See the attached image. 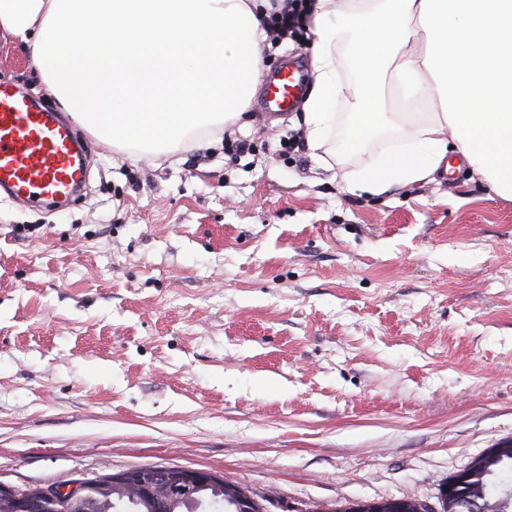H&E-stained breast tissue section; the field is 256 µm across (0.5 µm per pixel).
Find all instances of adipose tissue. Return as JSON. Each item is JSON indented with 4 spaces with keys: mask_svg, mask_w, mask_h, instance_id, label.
I'll list each match as a JSON object with an SVG mask.
<instances>
[{
    "mask_svg": "<svg viewBox=\"0 0 512 512\" xmlns=\"http://www.w3.org/2000/svg\"><path fill=\"white\" fill-rule=\"evenodd\" d=\"M257 0H0V31L91 135L129 157L204 146L238 126L263 67ZM307 141L336 125V49L359 76L344 147L381 131L405 148L348 177L377 195L438 171L448 152L512 200V0H314ZM423 112H391L383 89Z\"/></svg>",
    "mask_w": 512,
    "mask_h": 512,
    "instance_id": "ef3b65f1",
    "label": "adipose tissue"
}]
</instances>
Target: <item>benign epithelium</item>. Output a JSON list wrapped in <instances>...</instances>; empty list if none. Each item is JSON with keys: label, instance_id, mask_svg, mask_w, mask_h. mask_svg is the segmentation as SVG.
I'll return each instance as SVG.
<instances>
[{"label": "benign epithelium", "instance_id": "7a95c632", "mask_svg": "<svg viewBox=\"0 0 512 512\" xmlns=\"http://www.w3.org/2000/svg\"><path fill=\"white\" fill-rule=\"evenodd\" d=\"M512 453V441L501 446L488 449L477 457L471 465L443 483L442 496H455L458 500L459 512H493V496H464L460 492L462 484L473 485L484 476L485 460L497 457L502 453ZM110 485L130 494L140 493L149 495L157 502L166 499L171 489L178 485H193L207 483L224 484V493L237 503L238 512H262L266 509V498H257L243 491L237 484L224 476L203 469L187 467L149 466L126 471L114 472L109 479ZM87 486L85 483L73 482L65 486H47L40 488V497L28 499L20 504L23 512H52L53 506L69 503L79 504L85 499Z\"/></svg>", "mask_w": 512, "mask_h": 512}]
</instances>
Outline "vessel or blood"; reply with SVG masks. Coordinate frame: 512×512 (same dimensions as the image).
Masks as SVG:
<instances>
[{
	"mask_svg": "<svg viewBox=\"0 0 512 512\" xmlns=\"http://www.w3.org/2000/svg\"><path fill=\"white\" fill-rule=\"evenodd\" d=\"M303 92L301 70L286 65L267 77L260 105L269 112H289ZM87 177V159L75 128L1 79L0 192L41 209L73 198Z\"/></svg>",
	"mask_w": 512,
	"mask_h": 512,
	"instance_id": "b4317fda",
	"label": "vessel or blood"
}]
</instances>
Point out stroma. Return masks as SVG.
<instances>
[{
  "mask_svg": "<svg viewBox=\"0 0 512 512\" xmlns=\"http://www.w3.org/2000/svg\"><path fill=\"white\" fill-rule=\"evenodd\" d=\"M2 77L55 102L5 36ZM303 116L250 101L235 159L131 161L87 133L73 204L0 196V482L181 466L270 512L434 506L512 438V200L466 166L349 192L397 132L282 154Z\"/></svg>",
  "mask_w": 512,
  "mask_h": 512,
  "instance_id": "obj_1",
  "label": "stroma"
}]
</instances>
